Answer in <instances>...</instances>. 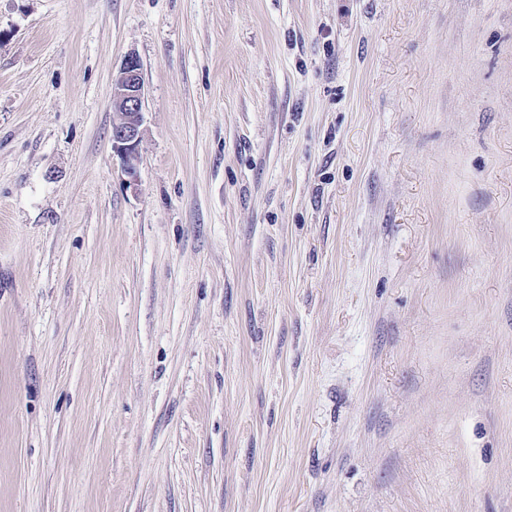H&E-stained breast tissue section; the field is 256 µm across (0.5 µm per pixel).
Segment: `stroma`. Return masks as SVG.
Instances as JSON below:
<instances>
[{
	"instance_id": "35a3bbf8",
	"label": "stroma",
	"mask_w": 512,
	"mask_h": 512,
	"mask_svg": "<svg viewBox=\"0 0 512 512\" xmlns=\"http://www.w3.org/2000/svg\"><path fill=\"white\" fill-rule=\"evenodd\" d=\"M0 512H512V0H0ZM144 81L136 56L128 55L112 89V103L126 113L123 120L112 127V149L123 161L130 178H136V164L143 122Z\"/></svg>"
}]
</instances>
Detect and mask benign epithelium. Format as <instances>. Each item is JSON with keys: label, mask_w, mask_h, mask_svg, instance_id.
<instances>
[{"label": "benign epithelium", "mask_w": 512, "mask_h": 512, "mask_svg": "<svg viewBox=\"0 0 512 512\" xmlns=\"http://www.w3.org/2000/svg\"><path fill=\"white\" fill-rule=\"evenodd\" d=\"M144 81L137 57L129 55L124 59L120 75L112 89V103L126 113L123 120L112 127V149L123 161L130 178L137 175L143 122Z\"/></svg>", "instance_id": "1"}]
</instances>
